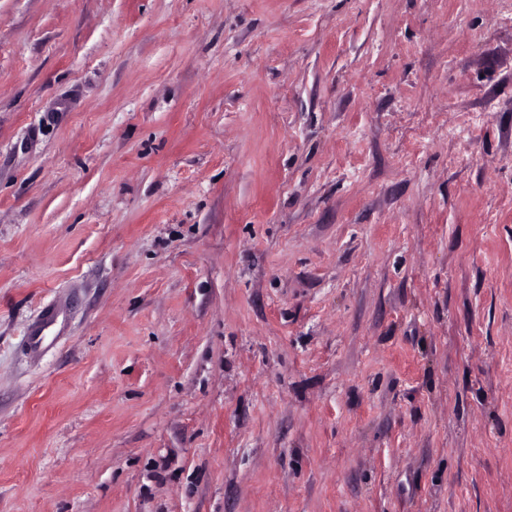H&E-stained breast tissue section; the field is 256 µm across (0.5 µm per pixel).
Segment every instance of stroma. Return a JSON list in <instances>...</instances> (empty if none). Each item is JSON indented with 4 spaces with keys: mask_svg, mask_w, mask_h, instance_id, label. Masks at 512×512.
<instances>
[{
    "mask_svg": "<svg viewBox=\"0 0 512 512\" xmlns=\"http://www.w3.org/2000/svg\"><path fill=\"white\" fill-rule=\"evenodd\" d=\"M0 512H512V0H0Z\"/></svg>",
    "mask_w": 512,
    "mask_h": 512,
    "instance_id": "stroma-1",
    "label": "stroma"
}]
</instances>
